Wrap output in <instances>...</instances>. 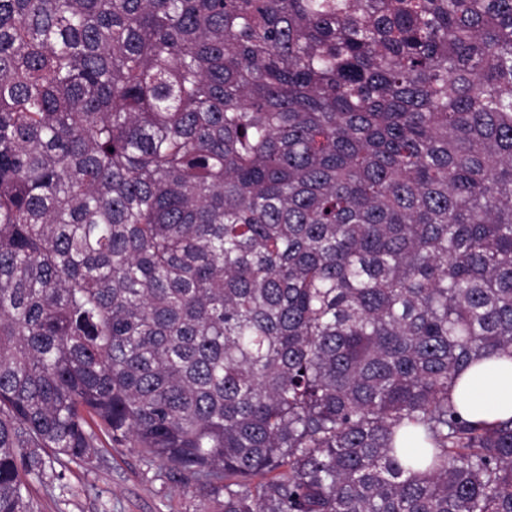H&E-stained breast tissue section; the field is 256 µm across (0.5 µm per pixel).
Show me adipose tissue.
<instances>
[{
    "mask_svg": "<svg viewBox=\"0 0 512 512\" xmlns=\"http://www.w3.org/2000/svg\"><path fill=\"white\" fill-rule=\"evenodd\" d=\"M461 416L493 423L512 417V357L483 360L469 368L454 391Z\"/></svg>",
    "mask_w": 512,
    "mask_h": 512,
    "instance_id": "obj_1",
    "label": "adipose tissue"
}]
</instances>
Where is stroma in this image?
Here are the masks:
<instances>
[{"mask_svg": "<svg viewBox=\"0 0 512 512\" xmlns=\"http://www.w3.org/2000/svg\"><path fill=\"white\" fill-rule=\"evenodd\" d=\"M102 455L87 465H69L48 484H34L41 512H215L198 487H186L168 467L138 449L100 435Z\"/></svg>", "mask_w": 512, "mask_h": 512, "instance_id": "35a3bbf8", "label": "stroma"}]
</instances>
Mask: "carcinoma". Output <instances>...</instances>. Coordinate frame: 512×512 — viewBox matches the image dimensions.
Returning <instances> with one entry per match:
<instances>
[{
    "label": "carcinoma",
    "instance_id": "1",
    "mask_svg": "<svg viewBox=\"0 0 512 512\" xmlns=\"http://www.w3.org/2000/svg\"><path fill=\"white\" fill-rule=\"evenodd\" d=\"M502 352L512 0H0V512L99 430L220 512H512ZM461 416L493 423L512 417V357L483 360L469 368L454 391Z\"/></svg>",
    "mask_w": 512,
    "mask_h": 512
}]
</instances>
